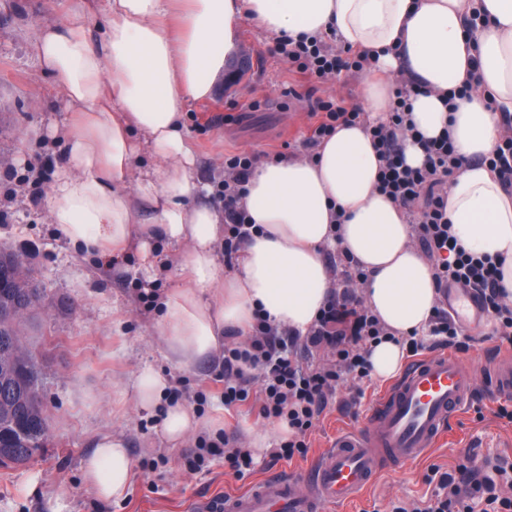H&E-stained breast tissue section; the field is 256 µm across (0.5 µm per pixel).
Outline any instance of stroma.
<instances>
[{"mask_svg": "<svg viewBox=\"0 0 512 512\" xmlns=\"http://www.w3.org/2000/svg\"><path fill=\"white\" fill-rule=\"evenodd\" d=\"M71 4L0 0V208L8 213L0 220V246L24 257L39 289L38 305L22 330L41 370L39 394L50 424L48 440L29 460L0 464V512H192L197 502L245 488L265 474L300 472L339 431L362 423L385 385L369 378L341 383L307 436V458L275 462L268 451H257L240 479L220 457L193 468L194 439L171 446L160 433L161 409L136 407L134 380L145 368L166 374L179 402L202 419L222 406V385L215 380L217 359L190 372L167 362L164 344L153 333L158 314L144 311L137 299L144 280L137 246L105 264L75 250L50 216L49 178L71 149L51 128L63 125L69 113L60 82L41 67L32 44L37 25L64 15ZM236 51L251 59L246 76L228 86L216 82L212 98L190 104L185 113L196 172L204 181L223 180L229 155L304 153L315 100L349 108L363 104L360 73L311 79L279 53L274 37L251 22L240 25ZM290 88L298 98L286 97ZM244 111L248 119L233 122V115ZM498 407V401L479 394L426 459L387 467L363 496L324 512H392L394 506L424 501L436 490L425 480L434 465L451 472L471 456L491 467L512 465V421L499 417ZM112 432L127 441L133 480L123 500L106 502L87 485L83 461L97 439Z\"/></svg>", "mask_w": 512, "mask_h": 512, "instance_id": "obj_1", "label": "stroma"}]
</instances>
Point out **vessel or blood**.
<instances>
[{"label":"vessel or blood","mask_w":512,"mask_h":512,"mask_svg":"<svg viewBox=\"0 0 512 512\" xmlns=\"http://www.w3.org/2000/svg\"><path fill=\"white\" fill-rule=\"evenodd\" d=\"M481 381L494 397L512 398V352L481 369L445 351L418 357L374 400L363 423L339 432L302 475L271 476L256 489L204 501L201 510L318 512L324 503L346 504L381 469L421 460L473 401Z\"/></svg>","instance_id":"obj_1"}]
</instances>
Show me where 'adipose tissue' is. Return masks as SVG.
<instances>
[{
	"label": "adipose tissue",
	"instance_id": "adipose-tissue-1",
	"mask_svg": "<svg viewBox=\"0 0 512 512\" xmlns=\"http://www.w3.org/2000/svg\"><path fill=\"white\" fill-rule=\"evenodd\" d=\"M245 19L280 40L329 35L378 53L363 78L371 118L389 111L394 76L425 86L412 101L417 130L449 131L463 158L448 187L452 232L466 252L497 262L512 296V193L482 162L512 116V0H104L100 18L74 0L36 32L37 57L62 81L71 112L63 133L74 143L72 160L56 167L53 222L75 249L105 258L138 240L150 276L153 241L177 248L180 281L162 296L154 325L173 367L216 357L225 329L247 333L258 315L307 333L331 292L324 252L337 247L368 275L366 305L388 331L370 348L371 375L390 379L404 340L426 333L438 294L403 208L378 188L363 126H338L313 155L257 163L245 204L261 231L233 272L219 261L224 205L196 174L184 109L211 99ZM472 75L476 89L448 111L443 95ZM168 388L150 368L135 379L139 408L164 406L169 444L223 429L221 416L203 421L169 402ZM83 469L99 499H122L133 476L124 436H102Z\"/></svg>",
	"mask_w": 512,
	"mask_h": 512
}]
</instances>
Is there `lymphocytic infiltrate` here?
<instances>
[{
	"instance_id": "f902f5d3",
	"label": "lymphocytic infiltrate",
	"mask_w": 512,
	"mask_h": 512,
	"mask_svg": "<svg viewBox=\"0 0 512 512\" xmlns=\"http://www.w3.org/2000/svg\"><path fill=\"white\" fill-rule=\"evenodd\" d=\"M280 51L297 69L325 79L342 70L363 71L371 67L369 54H336L327 42L306 37L281 44ZM419 88L407 79L398 80L395 101L383 121L367 127L382 162L380 190L407 210L412 218L415 238L423 251L434 260V277L439 293L458 286L474 292L483 314L498 321L502 339L512 338V305L503 300L498 269L492 262L474 257L463 250L450 232L447 216L448 181L462 165L448 135L425 141L426 161L413 168L405 164L401 134L413 130L408 115V101ZM313 113L317 124L307 139L318 146L335 132L337 126L365 122L359 109H346L333 101H316ZM257 157L240 153L224 160V181L217 194L224 201V260L233 262L251 238L253 226L242 204L246 183ZM462 328L447 308L435 309L428 338L406 339L410 355H418L425 345L463 348ZM378 318L355 292L332 294L313 327L305 337L257 318L251 339L244 345L225 347L218 364L217 381L223 382L225 407L256 399L261 416L287 421L288 437L275 451L276 458L293 459L308 452V433L320 422L340 382L368 377L366 353L371 342L384 336ZM304 350L328 347L333 355L322 367L302 366L294 357L296 346ZM220 456L235 475H244L253 465L250 449L241 447L236 438L220 433L215 439L200 440L193 455L195 468L206 466L209 458ZM438 490L425 507H397L396 512H512V496L502 494L501 485H512V473L498 468L496 476L484 475L474 465L458 466L456 473L440 471Z\"/></svg>"
}]
</instances>
